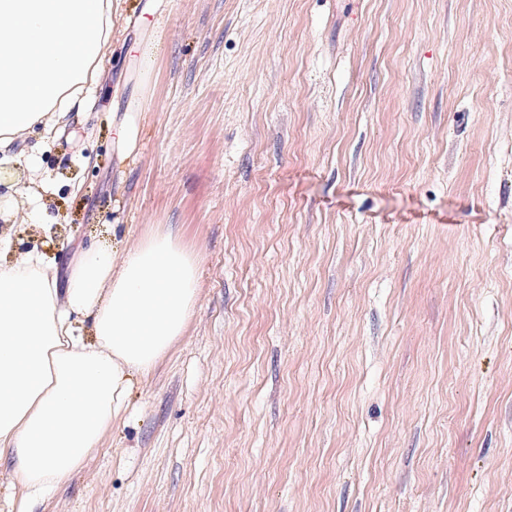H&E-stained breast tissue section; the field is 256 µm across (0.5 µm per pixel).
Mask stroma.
I'll use <instances>...</instances> for the list:
<instances>
[{
    "label": "stroma",
    "instance_id": "1",
    "mask_svg": "<svg viewBox=\"0 0 512 512\" xmlns=\"http://www.w3.org/2000/svg\"><path fill=\"white\" fill-rule=\"evenodd\" d=\"M112 21L81 111L17 143L38 171L0 168V263L169 229L199 296L32 512H512V0Z\"/></svg>",
    "mask_w": 512,
    "mask_h": 512
}]
</instances>
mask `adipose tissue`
Masks as SVG:
<instances>
[{"label":"adipose tissue","instance_id":"adipose-tissue-1","mask_svg":"<svg viewBox=\"0 0 512 512\" xmlns=\"http://www.w3.org/2000/svg\"><path fill=\"white\" fill-rule=\"evenodd\" d=\"M112 41V0H0V165L17 139L82 105ZM199 264L172 231L123 257L108 239L59 272L0 266V467L17 512L54 493L126 415L131 387L184 335Z\"/></svg>","mask_w":512,"mask_h":512}]
</instances>
